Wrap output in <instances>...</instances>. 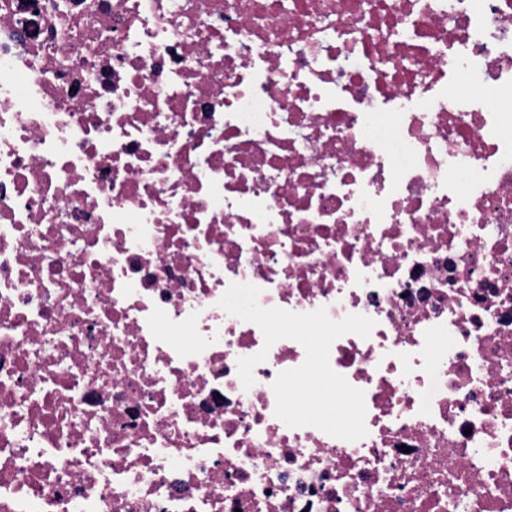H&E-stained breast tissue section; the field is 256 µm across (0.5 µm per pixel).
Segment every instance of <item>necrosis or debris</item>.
I'll list each match as a JSON object with an SVG mask.
<instances>
[{"mask_svg": "<svg viewBox=\"0 0 512 512\" xmlns=\"http://www.w3.org/2000/svg\"><path fill=\"white\" fill-rule=\"evenodd\" d=\"M0 512H512V0H0Z\"/></svg>", "mask_w": 512, "mask_h": 512, "instance_id": "necrosis-or-debris-1", "label": "necrosis or debris"}]
</instances>
